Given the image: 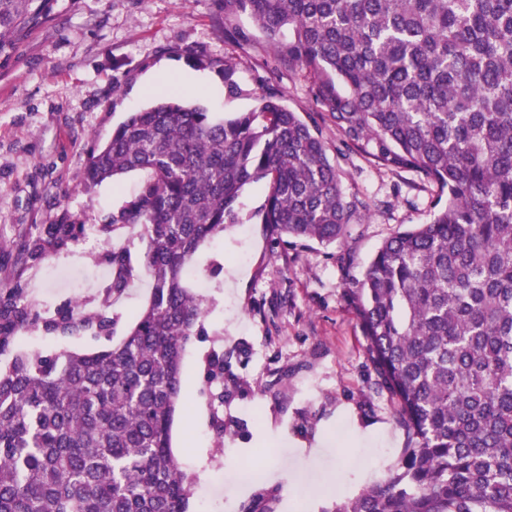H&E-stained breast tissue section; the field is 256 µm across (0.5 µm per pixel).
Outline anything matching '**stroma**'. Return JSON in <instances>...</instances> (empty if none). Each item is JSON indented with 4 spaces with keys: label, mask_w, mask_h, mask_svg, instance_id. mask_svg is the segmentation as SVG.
Segmentation results:
<instances>
[{
    "label": "stroma",
    "mask_w": 512,
    "mask_h": 512,
    "mask_svg": "<svg viewBox=\"0 0 512 512\" xmlns=\"http://www.w3.org/2000/svg\"><path fill=\"white\" fill-rule=\"evenodd\" d=\"M232 28L248 34L245 46L229 37ZM186 49L233 62L237 92L217 70L187 62ZM272 57L249 15L225 17L224 0H56L50 19L0 66V280L21 275L23 297L41 317L115 319L113 337L121 339L151 288L139 226L79 239L30 264L19 257L21 236L37 224L107 223L145 175L84 185L87 153L128 112L169 89L221 118L251 110L276 88L337 153L304 72L273 65ZM116 75L124 81L118 94ZM336 163L345 193L372 205L343 240H275L261 222L267 186L260 182L237 202L239 227L204 242L190 261L197 276L186 284L206 281L207 313L184 354L172 429L173 453L191 482L190 512H291L300 484L311 492L309 512H321L400 460L407 437L398 407L367 357L346 285L394 231L430 223L439 192L416 173L379 169L356 155L337 153ZM114 250L129 251L134 268L118 295L109 288ZM20 344L47 353L100 346L92 332L56 339L39 325ZM219 351L225 374L240 383L227 396L208 374ZM217 415L226 426L221 436L212 425ZM244 464L261 470L263 481L229 480Z\"/></svg>",
    "instance_id": "35a3bbf8"
}]
</instances>
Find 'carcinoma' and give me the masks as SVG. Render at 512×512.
Here are the masks:
<instances>
[{"instance_id":"carcinoma-1","label":"carcinoma","mask_w":512,"mask_h":512,"mask_svg":"<svg viewBox=\"0 0 512 512\" xmlns=\"http://www.w3.org/2000/svg\"><path fill=\"white\" fill-rule=\"evenodd\" d=\"M54 0H0V60ZM250 14L279 63L306 70L343 147L448 194L428 224L397 231L348 287L367 354L407 435L399 466L322 512H512V0H224ZM218 70L229 91L236 70ZM131 172L139 192L98 231L142 226L149 299L119 343L93 353L19 347L39 315L20 279L0 284V512H187L171 449L183 357L205 309L186 287L207 239L239 223L264 182L276 239L344 237L367 203L343 192L316 124L268 89L223 119L177 95L128 113L87 156L86 185ZM84 224H48L20 252L37 261ZM112 293L131 278L109 254ZM63 337L104 316L43 321Z\"/></svg>"}]
</instances>
